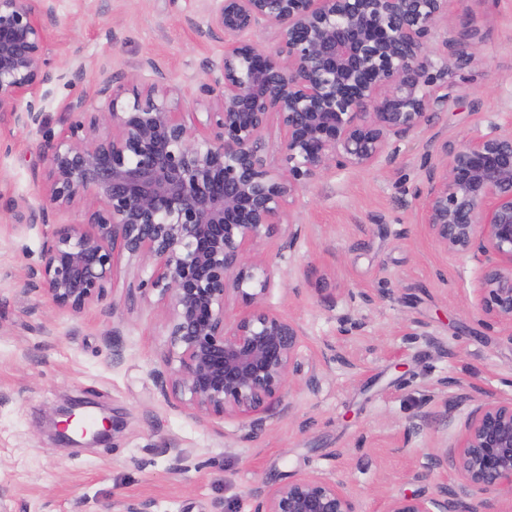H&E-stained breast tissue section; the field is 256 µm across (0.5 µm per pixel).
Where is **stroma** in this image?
<instances>
[{"instance_id":"35a3bbf8","label":"stroma","mask_w":512,"mask_h":512,"mask_svg":"<svg viewBox=\"0 0 512 512\" xmlns=\"http://www.w3.org/2000/svg\"><path fill=\"white\" fill-rule=\"evenodd\" d=\"M56 5L64 24L54 41L81 52L56 59L64 78L44 103L47 130H60L68 99L107 76L118 84L163 77L182 89L186 110L200 109L195 90L224 52L205 34V0ZM429 50L453 61L447 108L400 142L393 163L312 180L292 212L305 227L295 252L272 240L259 247L278 270L267 304L299 322L304 358L336 341V314L317 289L392 297L358 304L366 326L342 346L348 364H324L318 393L294 387L289 412L256 437L239 421L217 428L164 401L153 378L163 367L160 316L126 269L106 299L79 315L62 312L28 287L45 227L0 232V512H107L128 497L150 500L152 512H251L258 485L312 472L336 473L381 512L385 499L421 490L412 472L430 448L453 442L478 390L512 398V341L486 330L473 307L477 267L431 242L415 197L441 143L512 126V0H451ZM469 53L474 62L456 65ZM0 140V213L13 199L41 204L44 132L4 127ZM414 322L424 336H408ZM115 327L114 342L107 334ZM445 377L460 395L449 412L428 401ZM68 397L112 408L121 432L94 448L60 445L47 421ZM424 407L431 415L423 422Z\"/></svg>"}]
</instances>
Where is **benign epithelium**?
<instances>
[{"mask_svg":"<svg viewBox=\"0 0 512 512\" xmlns=\"http://www.w3.org/2000/svg\"><path fill=\"white\" fill-rule=\"evenodd\" d=\"M207 2L208 36L224 54L199 86L203 111H185L180 90L162 81L127 89L104 78L67 103L65 127L46 139L45 202L11 201L8 226L82 209L83 223L52 225L29 280L79 314L103 300L126 258L163 315L161 395L192 419H238L256 434L291 384L320 388V363L299 352V323L266 306L277 269L256 248L277 239L294 251L304 227L291 211L308 183L332 167L394 160L397 142L448 105V57L432 59L428 41L449 0ZM60 23L56 0H0V125L42 130L40 104L64 77L51 59ZM262 24L280 27L278 48L252 38ZM274 120L279 168L260 154ZM415 197L440 251L478 266L482 324L512 341V130L443 143ZM316 292L330 310L345 298ZM336 323L342 337L365 327L350 308ZM92 406L58 405L55 440L90 448L121 428L106 414L83 423ZM412 479L431 492L391 498L383 512H512V399L483 393L454 445L432 449ZM252 499L253 512H367L343 480L316 473ZM151 506L112 502L118 512Z\"/></svg>","mask_w":512,"mask_h":512,"instance_id":"obj_1","label":"benign epithelium"}]
</instances>
